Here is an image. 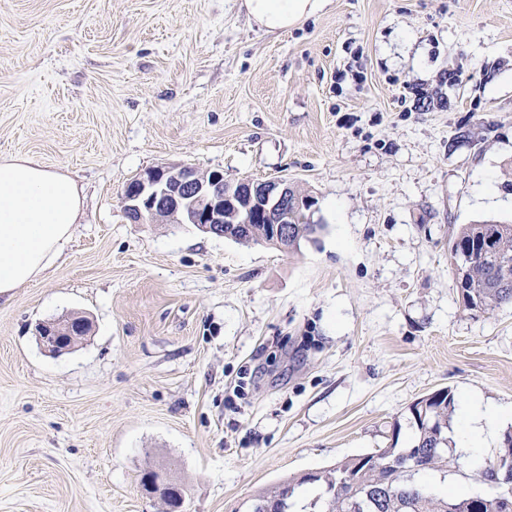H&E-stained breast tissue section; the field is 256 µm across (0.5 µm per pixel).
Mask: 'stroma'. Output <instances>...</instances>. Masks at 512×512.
I'll use <instances>...</instances> for the list:
<instances>
[{"label": "stroma", "mask_w": 512, "mask_h": 512, "mask_svg": "<svg viewBox=\"0 0 512 512\" xmlns=\"http://www.w3.org/2000/svg\"><path fill=\"white\" fill-rule=\"evenodd\" d=\"M242 0H0V154L69 173L83 215L0 300V512H237L407 446L442 388L512 404V304L465 307L452 242L512 223V0H329L269 34ZM165 164L288 179L318 244L137 224ZM86 317L59 354L38 323ZM142 487L149 494L166 499L170 508L168 511H182L184 496L181 486L170 480L165 479L159 472H152L143 476Z\"/></svg>", "instance_id": "stroma-1"}]
</instances>
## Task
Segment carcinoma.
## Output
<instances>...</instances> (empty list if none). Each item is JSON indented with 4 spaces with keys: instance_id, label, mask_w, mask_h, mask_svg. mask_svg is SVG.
I'll return each mask as SVG.
<instances>
[{
    "instance_id": "carcinoma-1",
    "label": "carcinoma",
    "mask_w": 512,
    "mask_h": 512,
    "mask_svg": "<svg viewBox=\"0 0 512 512\" xmlns=\"http://www.w3.org/2000/svg\"><path fill=\"white\" fill-rule=\"evenodd\" d=\"M322 224L307 222V212L288 198V250L301 243H315ZM454 252L468 255V263L459 273L458 288L465 307L490 311L512 303V265L502 258L512 256V224L484 221L465 224L457 233ZM455 408V395L441 389L414 402L409 412L416 429L409 448H379L374 452L340 461L329 470L311 472L260 492L252 499L254 512H296L295 488L319 483L323 496L310 503V512H488L477 505L505 497L512 488L500 464L512 465V432L504 434L498 455L482 461L477 475L495 493L471 494L458 490L440 493L429 477L448 472V426ZM419 460L420 470L409 476L404 472L410 455Z\"/></svg>"
}]
</instances>
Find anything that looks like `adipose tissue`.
<instances>
[{
    "label": "adipose tissue",
    "instance_id": "obj_1",
    "mask_svg": "<svg viewBox=\"0 0 512 512\" xmlns=\"http://www.w3.org/2000/svg\"><path fill=\"white\" fill-rule=\"evenodd\" d=\"M328 0H244L248 15L265 32L288 30L322 10ZM82 215L76 182L27 156H0V297L42 280L70 242ZM512 405L464 401L453 440L471 466Z\"/></svg>",
    "mask_w": 512,
    "mask_h": 512
}]
</instances>
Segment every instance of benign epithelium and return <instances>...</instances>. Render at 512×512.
<instances>
[{"label":"benign epithelium","mask_w":512,"mask_h":512,"mask_svg":"<svg viewBox=\"0 0 512 512\" xmlns=\"http://www.w3.org/2000/svg\"><path fill=\"white\" fill-rule=\"evenodd\" d=\"M297 190L283 179L230 183L220 171L200 172L190 166H157L127 182L123 202L128 217L137 223L193 224L218 237L251 234L254 224L265 225L271 242H288V196ZM85 319L43 323L36 329L41 345L52 353L73 346L74 335L88 326ZM142 487L170 504L183 507L181 486L154 471L143 476Z\"/></svg>","instance_id":"1"}]
</instances>
